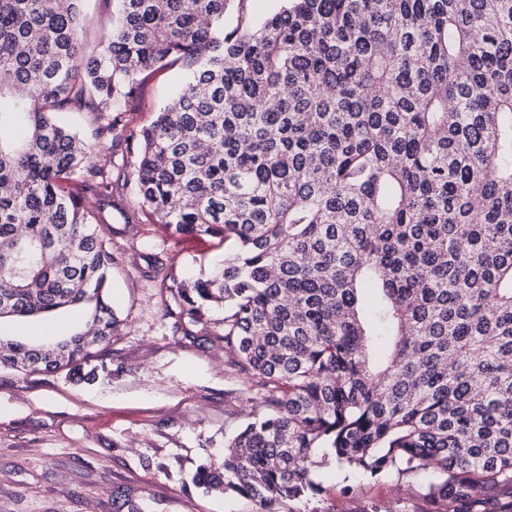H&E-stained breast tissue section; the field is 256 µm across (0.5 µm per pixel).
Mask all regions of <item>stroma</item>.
I'll use <instances>...</instances> for the list:
<instances>
[{"label": "stroma", "mask_w": 512, "mask_h": 512, "mask_svg": "<svg viewBox=\"0 0 512 512\" xmlns=\"http://www.w3.org/2000/svg\"><path fill=\"white\" fill-rule=\"evenodd\" d=\"M178 68L152 73L127 104L139 131L172 98ZM112 342L81 371L24 376L0 368V512H117L125 494L144 512H258L256 503L199 487L200 467L219 466L224 442L251 411L244 378L215 335L223 305L205 330H188L167 313L170 278H209L224 263V244L183 240L147 218L128 228L110 210ZM429 473L382 478L329 465L318 479L327 495L318 512H359L366 500L392 505L409 498Z\"/></svg>", "instance_id": "stroma-1"}]
</instances>
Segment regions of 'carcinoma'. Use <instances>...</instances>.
I'll return each instance as SVG.
<instances>
[{"mask_svg":"<svg viewBox=\"0 0 512 512\" xmlns=\"http://www.w3.org/2000/svg\"><path fill=\"white\" fill-rule=\"evenodd\" d=\"M83 0H0V319L79 308L93 333L0 343V367L81 368L112 341L100 214L125 104L181 66L139 131L140 211L224 241L165 286L217 336L250 420L197 481L261 512L316 471L434 479L423 512H512V0H116L87 51ZM95 113L85 145L58 115Z\"/></svg>","mask_w":512,"mask_h":512,"instance_id":"1","label":"carcinoma"}]
</instances>
